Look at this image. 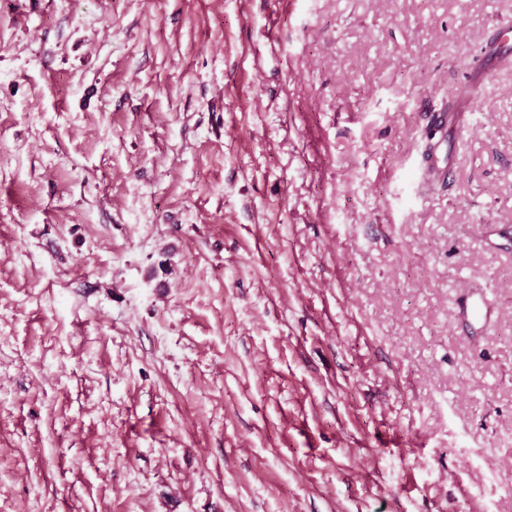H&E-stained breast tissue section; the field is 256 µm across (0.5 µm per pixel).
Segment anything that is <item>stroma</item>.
<instances>
[{"instance_id": "1", "label": "stroma", "mask_w": 512, "mask_h": 512, "mask_svg": "<svg viewBox=\"0 0 512 512\" xmlns=\"http://www.w3.org/2000/svg\"><path fill=\"white\" fill-rule=\"evenodd\" d=\"M504 24L0 0V512H512ZM454 121V115L452 112H436L433 115L432 125L435 134L439 135L437 141V150L435 154L432 152L428 153L424 158V166L426 170L433 175L446 177L450 173V152L444 148L446 142V131L448 126ZM453 317L457 323L468 321L479 323L487 321L490 313L482 301L469 297L465 292L461 294L460 301L453 308Z\"/></svg>"}]
</instances>
